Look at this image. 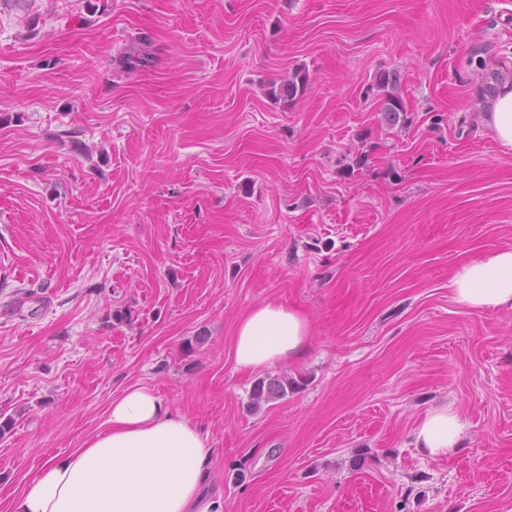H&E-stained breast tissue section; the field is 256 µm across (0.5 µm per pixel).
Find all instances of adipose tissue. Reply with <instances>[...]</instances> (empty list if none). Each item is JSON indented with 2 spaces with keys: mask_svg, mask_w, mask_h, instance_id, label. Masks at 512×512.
Wrapping results in <instances>:
<instances>
[{
  "mask_svg": "<svg viewBox=\"0 0 512 512\" xmlns=\"http://www.w3.org/2000/svg\"><path fill=\"white\" fill-rule=\"evenodd\" d=\"M495 139L512 150V87H503L485 117ZM449 286L459 305L512 310V249H495L461 263ZM310 341L307 319L276 301L241 316L233 336L238 368L257 371L302 357ZM465 425L452 406L432 409L415 442L440 458L459 444ZM213 450L209 435L170 411L155 390L133 385L110 404L102 429L81 447L45 457L13 491L6 512H224L208 492Z\"/></svg>",
  "mask_w": 512,
  "mask_h": 512,
  "instance_id": "1",
  "label": "adipose tissue"
}]
</instances>
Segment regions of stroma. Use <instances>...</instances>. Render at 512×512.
<instances>
[{"mask_svg":"<svg viewBox=\"0 0 512 512\" xmlns=\"http://www.w3.org/2000/svg\"><path fill=\"white\" fill-rule=\"evenodd\" d=\"M496 61L512 0H0V498L142 385L209 433L224 512H512V311L448 288L512 249ZM268 300L310 350L239 370ZM309 75L303 68L295 70L288 80L276 87L273 84L270 89V95L275 99H288L293 101L304 95L307 90ZM398 82L399 78L393 72L381 71L375 75L374 86L385 92L383 112L392 120L399 119L400 113L406 112L405 103L397 91ZM297 386V381L288 377L258 379L251 391V405L254 409H258L263 404L283 399L288 395V389L292 392ZM465 425L451 405L432 409L415 431L416 448L431 458L447 456L459 444Z\"/></svg>","mask_w":512,"mask_h":512,"instance_id":"obj_1","label":"stroma"}]
</instances>
